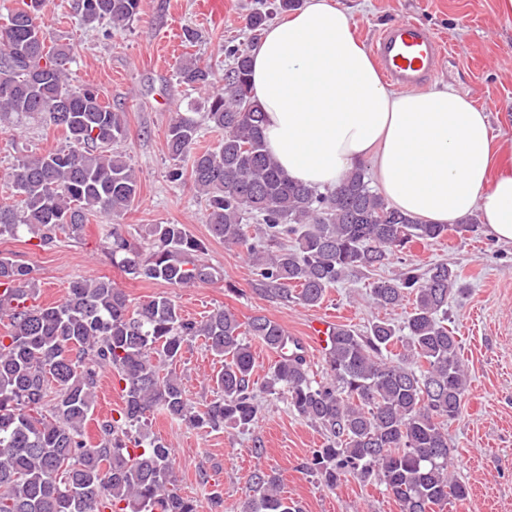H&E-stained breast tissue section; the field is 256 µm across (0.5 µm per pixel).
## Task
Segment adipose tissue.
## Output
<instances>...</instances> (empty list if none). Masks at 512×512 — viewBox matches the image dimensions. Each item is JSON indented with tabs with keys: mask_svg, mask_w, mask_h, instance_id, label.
<instances>
[{
	"mask_svg": "<svg viewBox=\"0 0 512 512\" xmlns=\"http://www.w3.org/2000/svg\"><path fill=\"white\" fill-rule=\"evenodd\" d=\"M250 57L266 146L290 179L332 188L366 166L395 208L436 224L478 213L512 243V171L491 172L486 113L448 88L390 91L347 9L306 0Z\"/></svg>",
	"mask_w": 512,
	"mask_h": 512,
	"instance_id": "obj_1",
	"label": "adipose tissue"
}]
</instances>
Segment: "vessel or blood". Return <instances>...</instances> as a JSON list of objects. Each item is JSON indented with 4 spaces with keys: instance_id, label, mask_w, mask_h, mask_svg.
Wrapping results in <instances>:
<instances>
[{
    "instance_id": "obj_1",
    "label": "vessel or blood",
    "mask_w": 512,
    "mask_h": 512,
    "mask_svg": "<svg viewBox=\"0 0 512 512\" xmlns=\"http://www.w3.org/2000/svg\"><path fill=\"white\" fill-rule=\"evenodd\" d=\"M447 47L432 28L403 19L381 28L370 42V53L385 78L413 91L440 75Z\"/></svg>"
}]
</instances>
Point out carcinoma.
I'll use <instances>...</instances> for the list:
<instances>
[{"instance_id": "carcinoma-1", "label": "carcinoma", "mask_w": 512, "mask_h": 512, "mask_svg": "<svg viewBox=\"0 0 512 512\" xmlns=\"http://www.w3.org/2000/svg\"><path fill=\"white\" fill-rule=\"evenodd\" d=\"M44 3L28 0L0 26V120L38 114L66 145L12 168L17 205L0 206V238L25 226L49 247L59 233L80 236L95 216H123L140 185L125 157L111 151L127 135L124 116L73 76L71 45L46 44ZM139 8L140 0L73 6L89 28H122ZM224 54L231 64L220 77L192 58L177 69L180 84L207 96L187 101L168 127V178L191 182L212 237L246 252L261 292L316 307L348 274L448 232L390 206L362 169L324 191L289 179L266 148L247 50L228 45ZM218 81L221 90L208 92ZM201 111L224 132L214 149L196 148ZM251 219L261 224L262 249L248 232ZM141 237L147 245L112 225V263L129 278L173 287L216 278L199 260L204 243L185 225L148 224ZM462 292L461 271L446 263L373 282L375 308L411 304L404 327L377 319L360 335L329 326L317 378L299 340L266 316L242 322L218 307L192 320L165 294L134 303L105 277L76 281L63 300L44 306L33 269L1 255L0 512H201L177 488L173 448L145 428L163 416L191 428L249 430L264 394L285 395L292 411L322 431L306 470L326 488L348 478L375 482L399 512H443L470 495L450 473L448 438L467 390L460 343L448 328L449 303ZM198 339L221 362L213 397L199 406L171 370ZM252 339L276 354L261 382ZM106 370L122 406L98 422L100 439L91 445L84 428ZM240 512L300 510L281 495L277 474L257 467Z\"/></svg>"}]
</instances>
